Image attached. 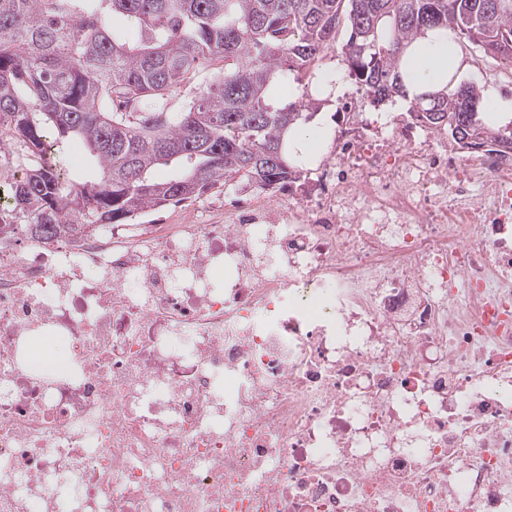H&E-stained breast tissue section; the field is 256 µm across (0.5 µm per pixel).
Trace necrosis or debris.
<instances>
[{"instance_id":"4bbe7bcc","label":"necrosis or debris","mask_w":512,"mask_h":512,"mask_svg":"<svg viewBox=\"0 0 512 512\" xmlns=\"http://www.w3.org/2000/svg\"><path fill=\"white\" fill-rule=\"evenodd\" d=\"M0 512H512V159L349 102L287 200L0 233ZM28 361L35 372L49 370L64 375L70 368V358L54 336H34L28 349Z\"/></svg>"}]
</instances>
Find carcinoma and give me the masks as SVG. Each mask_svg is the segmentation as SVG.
Here are the masks:
<instances>
[{"label":"carcinoma","mask_w":512,"mask_h":512,"mask_svg":"<svg viewBox=\"0 0 512 512\" xmlns=\"http://www.w3.org/2000/svg\"><path fill=\"white\" fill-rule=\"evenodd\" d=\"M341 46L348 76L382 104L408 97L399 70L407 46L449 28L476 52L512 63V0H0V143L23 178L3 184L11 222L50 238L67 224L96 230L146 209L241 180L272 189L302 178L290 151L316 113L318 61ZM208 86L172 110L175 92L207 63ZM293 81L303 102L280 108L272 88ZM413 101L462 147L512 149L491 129L473 85ZM79 141L100 176L75 179L60 144ZM174 168L162 182L160 167Z\"/></svg>","instance_id":"carcinoma-1"}]
</instances>
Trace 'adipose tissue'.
Instances as JSON below:
<instances>
[{
  "label": "adipose tissue",
  "mask_w": 512,
  "mask_h": 512,
  "mask_svg": "<svg viewBox=\"0 0 512 512\" xmlns=\"http://www.w3.org/2000/svg\"><path fill=\"white\" fill-rule=\"evenodd\" d=\"M402 70L410 95L458 88L466 79L468 65L457 36L445 28H431L417 37L402 57ZM28 361L36 372L66 374L70 358L54 337H33Z\"/></svg>",
  "instance_id": "ef3b65f1"
}]
</instances>
